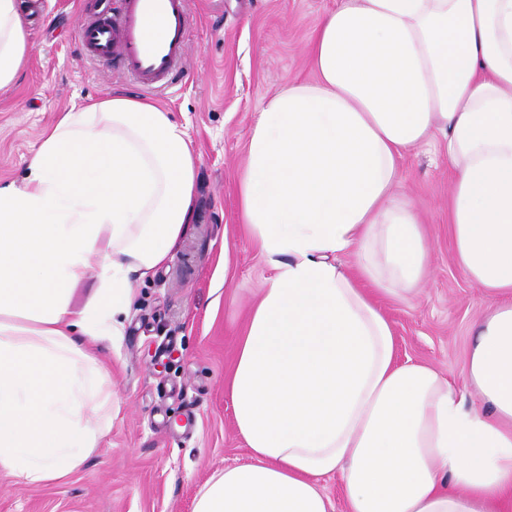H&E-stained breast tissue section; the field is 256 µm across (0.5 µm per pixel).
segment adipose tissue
I'll use <instances>...</instances> for the list:
<instances>
[{"instance_id":"1","label":"adipose tissue","mask_w":512,"mask_h":512,"mask_svg":"<svg viewBox=\"0 0 512 512\" xmlns=\"http://www.w3.org/2000/svg\"><path fill=\"white\" fill-rule=\"evenodd\" d=\"M31 53L0 0V87ZM318 78L259 113L240 178L246 237L274 274L226 380L249 464L194 512H501L512 501V0H336ZM442 133L454 262L491 297L456 386L397 363L374 294L413 292L422 218L398 162ZM23 185L0 183V472L62 481L97 447L135 280L194 220L196 157L169 112L122 91L61 113ZM354 268H347L346 259Z\"/></svg>"}]
</instances>
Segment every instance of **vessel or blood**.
<instances>
[{
	"instance_id": "vessel-or-blood-1",
	"label": "vessel or blood",
	"mask_w": 512,
	"mask_h": 512,
	"mask_svg": "<svg viewBox=\"0 0 512 512\" xmlns=\"http://www.w3.org/2000/svg\"><path fill=\"white\" fill-rule=\"evenodd\" d=\"M186 0H125L120 22L97 15L80 33L94 57L127 69L149 90L170 85L185 56Z\"/></svg>"
}]
</instances>
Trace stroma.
<instances>
[{"mask_svg":"<svg viewBox=\"0 0 512 512\" xmlns=\"http://www.w3.org/2000/svg\"><path fill=\"white\" fill-rule=\"evenodd\" d=\"M26 14L33 45L0 89V181L22 182L43 130L61 112L115 90L150 99L184 126L198 157L194 222L167 267L136 281L123 334L101 356L112 370V422L81 469L36 488L0 473V512H193L217 470L249 463L224 386L236 338L272 271L240 235L239 180L266 101L312 82L310 45L336 0H187L189 44L174 85L149 91L91 57L78 32L97 0H42ZM400 191L420 212L429 264L418 293L382 296L396 359L454 383L488 304L452 259V172L437 145L406 153Z\"/></svg>","mask_w":512,"mask_h":512,"instance_id":"35a3bbf8","label":"stroma"}]
</instances>
